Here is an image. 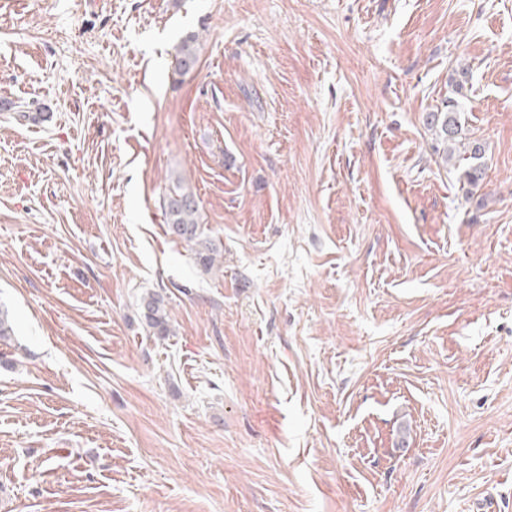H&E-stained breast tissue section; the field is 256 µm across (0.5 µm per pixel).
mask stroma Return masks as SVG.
<instances>
[{
  "label": "stroma",
  "mask_w": 512,
  "mask_h": 512,
  "mask_svg": "<svg viewBox=\"0 0 512 512\" xmlns=\"http://www.w3.org/2000/svg\"><path fill=\"white\" fill-rule=\"evenodd\" d=\"M0 304V512H512V0H0ZM198 35L187 34L175 47L174 70L183 75L192 70L197 62ZM458 106L454 99H448V102L444 106L445 111L430 112L428 113L426 124L428 129L435 135L436 141H440L441 144L447 145L448 142L451 145L461 144L463 135V127L460 121V112H458ZM466 143H462L463 152H459L457 156V162L459 166L463 161L462 176L466 179L469 186H477L483 177L481 165H478L477 161L482 158L484 153V145L477 139L467 138ZM162 210L168 233L190 248L197 264L210 271L219 255L214 241L199 224V200L177 180L163 197ZM146 326L156 336L166 337L171 333L169 314L164 296L158 292L148 293L141 300Z\"/></svg>",
  "instance_id": "obj_1"
}]
</instances>
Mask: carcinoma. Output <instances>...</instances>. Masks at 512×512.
<instances>
[{
	"label": "carcinoma",
	"instance_id": "carcinoma-1",
	"mask_svg": "<svg viewBox=\"0 0 512 512\" xmlns=\"http://www.w3.org/2000/svg\"><path fill=\"white\" fill-rule=\"evenodd\" d=\"M198 35H186L175 47L174 70L183 75L192 70L197 62ZM426 124L442 144H462L463 152L457 162L462 164V176L470 186H477L483 177L478 160L484 153V145L477 139L467 138L462 142L463 127L460 112L454 99H448L444 110L428 113ZM162 210L168 233L190 248L197 264L206 272L210 271L219 255L214 241L204 233L199 224V200L194 193L185 189L180 182H174L163 197ZM146 326L156 336L170 335L169 314L164 296L158 292L149 293L141 300Z\"/></svg>",
	"mask_w": 512,
	"mask_h": 512
}]
</instances>
